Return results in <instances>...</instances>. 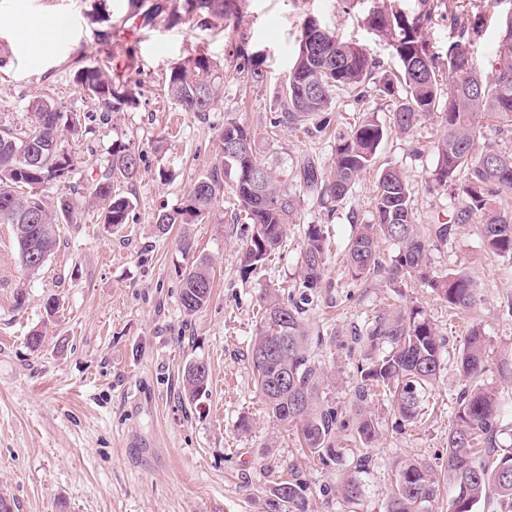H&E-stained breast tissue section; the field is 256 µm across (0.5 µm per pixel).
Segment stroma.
Listing matches in <instances>:
<instances>
[{"label":"stroma","mask_w":512,"mask_h":512,"mask_svg":"<svg viewBox=\"0 0 512 512\" xmlns=\"http://www.w3.org/2000/svg\"><path fill=\"white\" fill-rule=\"evenodd\" d=\"M462 10L485 12V28L468 50L489 70L503 34L507 6L482 9L481 0H460ZM128 0H0V126L31 125V103L48 95L66 109L86 115V136L66 138L73 161L65 181L48 186L49 199L80 198L106 167L113 143L130 145L142 161L133 182L114 188L131 197L127 224H104L98 208H83L80 221L59 227L56 248L42 270L27 275L19 261L11 225L0 224V493L15 512H277L272 487L298 475L306 482L308 512H384L395 466L411 458L440 468L458 393L466 385L448 365L424 403L428 419L418 428H396L386 402L373 411L383 424L371 461L360 474L363 495L347 509L336 492L344 467L324 465L303 452L295 431L270 418L257 389L249 345L259 325V299L297 278L303 225H323L328 237V272L302 318L311 332L334 337L316 357L329 381L325 402L348 407L350 378L359 358L355 331L377 312L416 306L444 339L450 354L463 347L468 320L417 279H378L356 284L344 263L357 225L372 220L379 168L400 167L414 187L415 223L427 233L436 217L455 218L464 203L435 189L430 174L438 156L436 119L409 134L388 133L377 166L356 182L345 200L326 203L299 178L304 165L330 164L337 133L349 131L365 114L388 117L378 94L363 101L336 95L332 128L280 124L279 88L298 48L302 25L313 17L343 41L366 48L385 70L398 62L392 47L365 26L361 9L345 0H243L236 22L196 20L151 24L129 17ZM112 20L109 74L116 83H139L136 104L105 114L74 83V62L90 63L102 53V24ZM48 17L67 24V35L35 37ZM261 53L266 82L240 79L243 52ZM204 54L221 65L223 90L210 111H182L164 83L178 61ZM240 121L252 133L297 202V220L272 260L249 278L240 275L242 245L250 226L232 189H224L210 213L192 224L158 234L159 211L184 208L190 185L221 156L219 134ZM190 239L191 253L181 249ZM211 263L209 303L185 314L179 294L182 274L193 258ZM461 270L478 288L477 315L491 360L512 353V259L488 256L476 219H469L431 253L432 275ZM24 306H16L17 288ZM59 310L47 317L45 303ZM45 336L41 352L25 338ZM209 368L206 396L183 391V369L192 361ZM250 429L238 431L241 418Z\"/></svg>","instance_id":"35a3bbf8"}]
</instances>
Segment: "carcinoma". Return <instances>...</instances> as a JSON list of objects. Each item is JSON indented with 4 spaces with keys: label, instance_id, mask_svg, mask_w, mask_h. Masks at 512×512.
Here are the masks:
<instances>
[{
    "label": "carcinoma",
    "instance_id": "obj_1",
    "mask_svg": "<svg viewBox=\"0 0 512 512\" xmlns=\"http://www.w3.org/2000/svg\"><path fill=\"white\" fill-rule=\"evenodd\" d=\"M128 6L129 17H140L145 24L163 15L171 22L184 17L228 22L237 17L240 0H128ZM444 14L459 40L450 46L441 69L428 52L423 31L434 17ZM365 21L392 46L399 61L397 71H381L380 62L366 50L339 40L329 30L313 33L314 18L303 23L301 40L311 44L308 51L297 52L280 92L282 120L290 125L316 124L323 130L336 92L363 99L371 84L378 95L393 101L389 124L372 115L336 136L330 166L304 170L307 187L332 202L344 200L360 176L375 167L377 149L388 131L405 134L421 119L435 116L442 134L434 145L438 162L432 184L453 189L465 204L462 214L479 217L486 249L511 260L512 213L496 206V200L512 193V151H503L492 142L479 151L475 146L481 136L480 117L512 126V46L499 45L494 71L484 74L466 50V42L482 35L484 15L460 12L454 0H418V9L411 13L396 7L395 0H384L368 12ZM241 56L248 61L244 78L252 84L264 83L263 58L245 51ZM108 60L106 56L78 68L74 81L101 111L118 112L136 100V92L112 82ZM221 80L213 60L203 54L190 55L171 68L167 94L185 112H207L219 97ZM31 109L34 124L0 126V224L12 225L20 262L36 274L56 246L59 225L78 223L83 206L98 207L105 224L117 227L128 222L132 202L112 191V181H132L141 155L129 145H112L107 169L86 187L81 200L61 198L51 205L43 191L53 182L66 180L72 167L59 166L46 148L41 166H27L19 150L29 143L59 141L65 131L78 134L81 118L47 98L34 100ZM230 134L247 143L248 151L229 156L227 148H222L219 161L190 185L192 206L186 212L197 218L209 215L224 184L230 185L239 210L251 224L241 259V273L247 276L282 247L288 224L295 219L296 203L278 184L272 168L257 156L248 126L236 120L225 123L220 142ZM451 234L453 225L447 221L433 225L425 235L417 231L412 185L399 168L386 166L378 175L373 223L359 225L347 243L349 273L362 283L380 276L384 267L377 247L383 237L399 247L398 259L388 269L390 279L418 278L451 307L471 311L478 301L471 276L430 275L431 252L445 246ZM325 241L322 225H306L299 298L286 299L276 289L265 293L249 358L274 421L296 430L304 447L322 463L342 466L352 455L355 467L361 469L368 465V449L380 434L381 421L372 410L376 390L388 396L390 410L403 424L422 423L425 394L447 368L448 351L421 310L380 312L353 339L363 358L352 376L350 409L324 403L321 387L327 373L316 361L313 345L333 343L336 337L309 336L301 314L302 305L324 280ZM212 288L209 264L194 262L182 274L179 299L184 312L191 315L206 306ZM457 367L471 385L457 395L443 470L437 472L417 460L400 463L392 472L384 512H432L433 503L445 490L447 512H508L512 508V452H500V436L512 430L503 413L504 403L512 401V358L503 357L497 363L498 379H485L489 371L486 338L475 324L457 357ZM208 380L209 373L196 375L186 367L185 395L192 400L201 397ZM306 491L307 486L295 475L276 483L274 496L282 512H307ZM339 494L346 505L359 504L363 488L357 476L344 475Z\"/></svg>",
    "mask_w": 512,
    "mask_h": 512
}]
</instances>
